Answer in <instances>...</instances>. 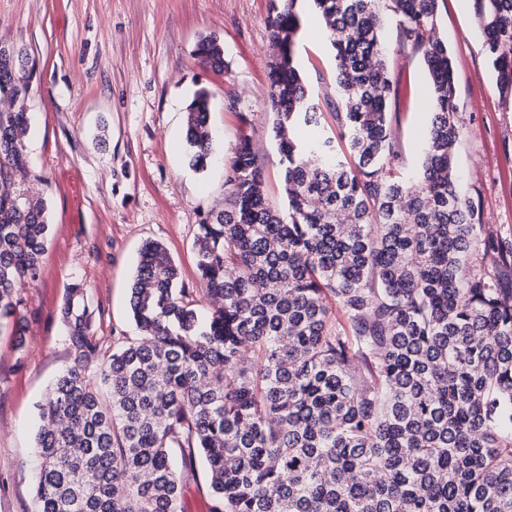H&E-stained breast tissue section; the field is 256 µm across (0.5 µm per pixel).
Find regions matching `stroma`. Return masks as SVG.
<instances>
[{
	"label": "stroma",
	"instance_id": "stroma-1",
	"mask_svg": "<svg viewBox=\"0 0 512 512\" xmlns=\"http://www.w3.org/2000/svg\"><path fill=\"white\" fill-rule=\"evenodd\" d=\"M270 0H0V45L27 60L28 186L48 211L39 279L26 291L25 358L0 330V512H32L39 465L37 404L66 368L60 309L69 284L87 290L104 345L129 334V293L141 246H165L189 287L198 284L195 235L224 208L225 170L240 137H250L273 209L286 202L273 139ZM299 68L334 134L336 69L317 16L302 14ZM438 28L456 68L461 137L455 167L463 196L483 221L512 236V98L502 97L469 0H439ZM214 36L224 68L201 66L198 42ZM395 96L391 124L398 168L418 171L430 124L429 81L420 52L400 47L384 22ZM211 93L214 161L193 168L185 107Z\"/></svg>",
	"mask_w": 512,
	"mask_h": 512
}]
</instances>
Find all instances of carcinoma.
<instances>
[{"label": "carcinoma", "instance_id": "cac0c4a2", "mask_svg": "<svg viewBox=\"0 0 512 512\" xmlns=\"http://www.w3.org/2000/svg\"><path fill=\"white\" fill-rule=\"evenodd\" d=\"M296 2L272 0L270 18L286 211L259 191L243 136L227 206L198 228L200 287L146 242L129 296L136 335L104 349L86 289L70 284V365L38 404L34 512H182L198 461L209 512H512V238L458 191L455 62L438 0H313L336 63L334 138L296 66ZM470 2L512 97V0ZM385 15L423 53L431 84L421 167L407 177L395 173ZM195 56L224 67L215 38ZM27 92L0 46V328L22 356L24 290L49 234L43 199L17 188L29 174ZM186 140L191 166L206 169L205 89Z\"/></svg>", "mask_w": 512, "mask_h": 512}]
</instances>
